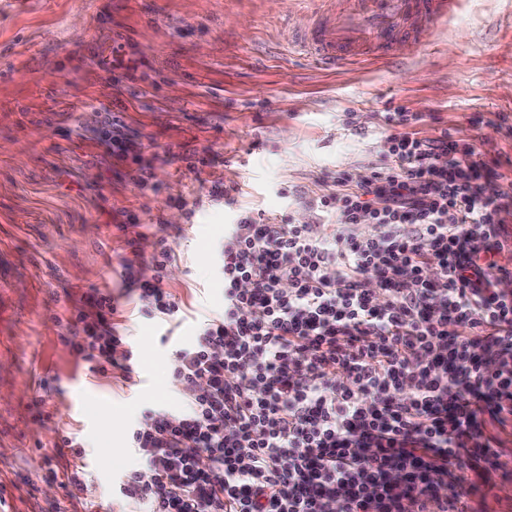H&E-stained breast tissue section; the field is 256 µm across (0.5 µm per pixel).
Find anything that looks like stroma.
Wrapping results in <instances>:
<instances>
[{
  "instance_id": "obj_1",
  "label": "stroma",
  "mask_w": 512,
  "mask_h": 512,
  "mask_svg": "<svg viewBox=\"0 0 512 512\" xmlns=\"http://www.w3.org/2000/svg\"><path fill=\"white\" fill-rule=\"evenodd\" d=\"M318 15L316 0H0V284L15 321L0 335L7 512H100L118 476L142 465L128 425L147 406L180 400L166 387L155 319L129 307L120 320L148 378L137 397L59 339L82 294L124 292V265L153 279L159 238L177 254L166 290L192 317L216 314L224 296L212 254L225 225L241 211L284 210L322 223L314 198L337 171L362 175L383 157L382 114L398 107L421 115V136L473 142L489 185L512 193V0H456L437 27L412 19L387 55L336 69L288 50ZM118 36L142 61L134 76L97 63ZM113 116L138 160L106 157L94 140L95 123ZM192 149L210 164L189 170ZM217 182L232 204L211 200ZM111 415L124 431L108 434ZM65 432L82 445L80 502L49 473ZM497 452L476 512H512V429Z\"/></svg>"
}]
</instances>
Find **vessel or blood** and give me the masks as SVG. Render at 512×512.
Returning a JSON list of instances; mask_svg holds the SVG:
<instances>
[{"instance_id": "1", "label": "vessel or blood", "mask_w": 512, "mask_h": 512, "mask_svg": "<svg viewBox=\"0 0 512 512\" xmlns=\"http://www.w3.org/2000/svg\"><path fill=\"white\" fill-rule=\"evenodd\" d=\"M450 6V0H354L347 9L320 17L297 35L296 42L318 63L333 68L362 47L378 56L388 54L416 14H425L433 24L447 15Z\"/></svg>"}]
</instances>
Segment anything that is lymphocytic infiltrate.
<instances>
[{
    "mask_svg": "<svg viewBox=\"0 0 512 512\" xmlns=\"http://www.w3.org/2000/svg\"><path fill=\"white\" fill-rule=\"evenodd\" d=\"M420 121L386 113V155L361 178L337 171L315 200L334 227L247 211L229 225L213 262L224 311L175 350L187 405L141 414L129 439L152 478L129 470L117 498L147 512H467L497 462L488 426L512 423V293L497 287L512 195L486 194L473 145L420 136ZM124 280L142 314L180 313L162 278ZM121 314L92 290L60 339L128 378Z\"/></svg>",
    "mask_w": 512,
    "mask_h": 512,
    "instance_id": "lymphocytic-infiltrate-1",
    "label": "lymphocytic infiltrate"
}]
</instances>
